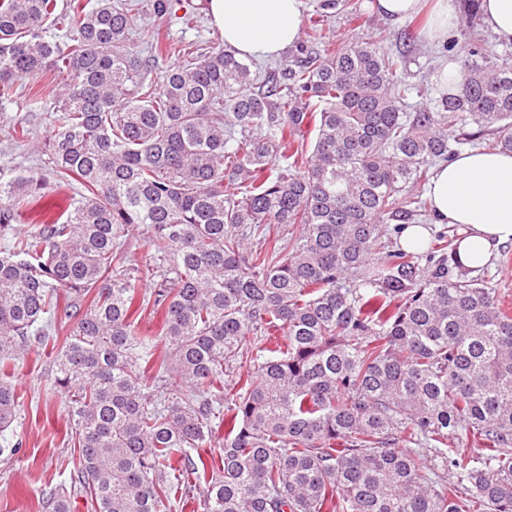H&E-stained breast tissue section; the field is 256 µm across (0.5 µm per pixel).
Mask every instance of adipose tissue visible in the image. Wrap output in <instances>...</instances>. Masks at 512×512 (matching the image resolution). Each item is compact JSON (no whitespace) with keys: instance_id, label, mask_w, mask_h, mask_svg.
Wrapping results in <instances>:
<instances>
[{"instance_id":"adipose-tissue-1","label":"adipose tissue","mask_w":512,"mask_h":512,"mask_svg":"<svg viewBox=\"0 0 512 512\" xmlns=\"http://www.w3.org/2000/svg\"><path fill=\"white\" fill-rule=\"evenodd\" d=\"M374 13L400 23L428 13L425 40H445L459 21L458 0H372ZM224 45L243 59L279 55L300 36L303 0H207ZM426 196L439 224L459 225L457 252L470 268L512 243V153L471 149L437 167Z\"/></svg>"}]
</instances>
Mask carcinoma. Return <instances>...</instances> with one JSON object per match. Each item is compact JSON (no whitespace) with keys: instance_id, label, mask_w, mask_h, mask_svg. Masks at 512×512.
<instances>
[{"instance_id":"1","label":"carcinoma","mask_w":512,"mask_h":512,"mask_svg":"<svg viewBox=\"0 0 512 512\" xmlns=\"http://www.w3.org/2000/svg\"><path fill=\"white\" fill-rule=\"evenodd\" d=\"M138 21L119 0H0V83L67 75L33 84L59 129L44 170L0 176V225L52 183L84 189L0 256V367L66 330L55 383L93 512H169L175 472L205 482L204 512H512V316L447 232L387 243L425 215L410 186L455 146L492 135L512 152V60L472 32L460 91L406 112L422 88L376 41L301 47L261 89L222 47L157 70L176 48L142 55ZM138 225L152 265L126 251ZM136 305L164 311L161 331ZM246 359L245 382L214 393ZM18 407L0 382V432ZM220 412L223 455L193 458ZM460 437L473 452L448 447Z\"/></svg>"}]
</instances>
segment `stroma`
Returning a JSON list of instances; mask_svg holds the SVG:
<instances>
[{"label": "stroma", "mask_w": 512, "mask_h": 512, "mask_svg": "<svg viewBox=\"0 0 512 512\" xmlns=\"http://www.w3.org/2000/svg\"><path fill=\"white\" fill-rule=\"evenodd\" d=\"M126 2L141 13V26L135 35L140 46H149L158 36L201 50L224 44L207 14L206 0H181L173 15L163 17L154 14L153 0ZM326 13L322 29L326 40L337 45L354 39L375 40L386 50L405 51L407 82L427 84L431 99L439 98L437 70L448 57L443 44L422 41L405 48L401 39L403 24L370 13L366 0H341L338 7ZM21 118L29 121L33 138L17 143L10 132L13 123ZM58 126L56 113L31 102L24 80H15L12 94L0 96V171L41 168L46 159L43 149ZM80 192L81 186L76 182L47 192L20 219L0 228V252L28 225L51 221ZM55 355L53 345L32 339L25 344L20 359L0 371V379L11 383L19 395L18 419L12 430L0 437V512H46L44 501L54 489L69 493L72 512H91L84 494L71 488L79 466L76 425L65 395L53 386ZM15 443L20 444V451L6 454L5 445Z\"/></svg>", "instance_id": "stroma-1"}]
</instances>
